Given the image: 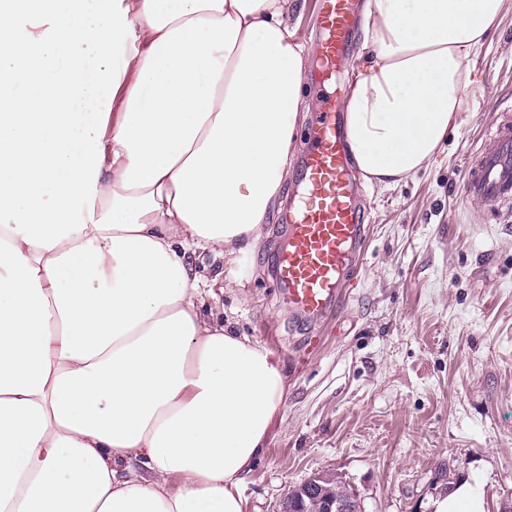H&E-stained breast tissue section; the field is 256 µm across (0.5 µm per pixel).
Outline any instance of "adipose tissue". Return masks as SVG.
<instances>
[{"instance_id": "1", "label": "adipose tissue", "mask_w": 512, "mask_h": 512, "mask_svg": "<svg viewBox=\"0 0 512 512\" xmlns=\"http://www.w3.org/2000/svg\"><path fill=\"white\" fill-rule=\"evenodd\" d=\"M299 0H0V512H243L286 401L209 312L289 175ZM512 0H368L347 150L396 187ZM122 111L97 112L103 80Z\"/></svg>"}]
</instances>
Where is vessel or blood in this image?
I'll return each mask as SVG.
<instances>
[{"mask_svg": "<svg viewBox=\"0 0 512 512\" xmlns=\"http://www.w3.org/2000/svg\"><path fill=\"white\" fill-rule=\"evenodd\" d=\"M316 53L336 66L356 42L361 20L353 0H318ZM314 140L300 169L302 191L288 213V246L275 259L274 283L291 309L313 320L346 298L345 272L370 237L362 184L347 159L343 115L337 108L314 113ZM466 200L494 209L512 199V121L502 122L491 148L471 155Z\"/></svg>", "mask_w": 512, "mask_h": 512, "instance_id": "b4317fda", "label": "vessel or blood"}]
</instances>
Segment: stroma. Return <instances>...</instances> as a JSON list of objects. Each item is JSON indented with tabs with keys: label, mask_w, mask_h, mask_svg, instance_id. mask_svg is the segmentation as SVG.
Segmentation results:
<instances>
[{
	"label": "stroma",
	"mask_w": 512,
	"mask_h": 512,
	"mask_svg": "<svg viewBox=\"0 0 512 512\" xmlns=\"http://www.w3.org/2000/svg\"><path fill=\"white\" fill-rule=\"evenodd\" d=\"M368 62L357 46L335 86L305 83L292 157L312 112ZM469 84L483 99L465 96L425 168L391 190L365 182L373 228L338 311L300 322L273 284L295 178L238 262L195 255L204 282L224 278L217 309L279 357L288 388L242 486L245 512H281L322 472L341 475L365 512H432L434 497L471 480L483 512L512 507V202L490 211L464 199L468 152L512 116V12L488 33Z\"/></svg>",
	"instance_id": "obj_1"
}]
</instances>
